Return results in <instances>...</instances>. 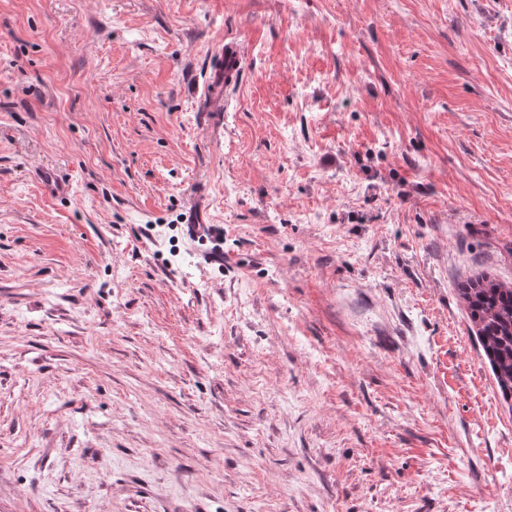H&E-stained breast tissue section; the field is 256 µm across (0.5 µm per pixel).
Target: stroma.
Listing matches in <instances>:
<instances>
[{
    "mask_svg": "<svg viewBox=\"0 0 512 512\" xmlns=\"http://www.w3.org/2000/svg\"><path fill=\"white\" fill-rule=\"evenodd\" d=\"M481 274L512 0H0V512H512ZM242 58L240 45L233 41L224 44V48L219 52L206 83V95L214 110L224 109V90L236 86Z\"/></svg>",
    "mask_w": 512,
    "mask_h": 512,
    "instance_id": "obj_1",
    "label": "stroma"
}]
</instances>
